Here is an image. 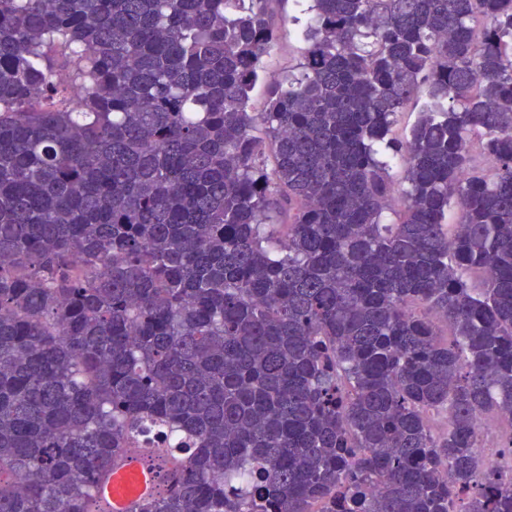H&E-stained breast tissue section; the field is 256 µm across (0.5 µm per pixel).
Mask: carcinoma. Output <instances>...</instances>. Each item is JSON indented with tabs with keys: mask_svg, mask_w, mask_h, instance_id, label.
Segmentation results:
<instances>
[{
	"mask_svg": "<svg viewBox=\"0 0 512 512\" xmlns=\"http://www.w3.org/2000/svg\"><path fill=\"white\" fill-rule=\"evenodd\" d=\"M271 2L0 0V512H512V0ZM272 11L279 25L278 37L268 56L269 75L288 71L299 61L298 48L301 45L300 27L288 24V12L292 13L293 5L288 1L273 2ZM287 19L286 22H283ZM157 492L153 470L135 460L120 463L96 487V497L106 512H133L138 503Z\"/></svg>",
	"mask_w": 512,
	"mask_h": 512,
	"instance_id": "carcinoma-1",
	"label": "carcinoma"
}]
</instances>
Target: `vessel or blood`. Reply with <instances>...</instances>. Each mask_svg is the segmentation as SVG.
<instances>
[{"label":"vessel or blood","instance_id":"b4317fda","mask_svg":"<svg viewBox=\"0 0 512 512\" xmlns=\"http://www.w3.org/2000/svg\"><path fill=\"white\" fill-rule=\"evenodd\" d=\"M156 492L154 471L137 461L128 460L115 467L97 485L95 494L105 512H135L138 503L153 497Z\"/></svg>","mask_w":512,"mask_h":512}]
</instances>
